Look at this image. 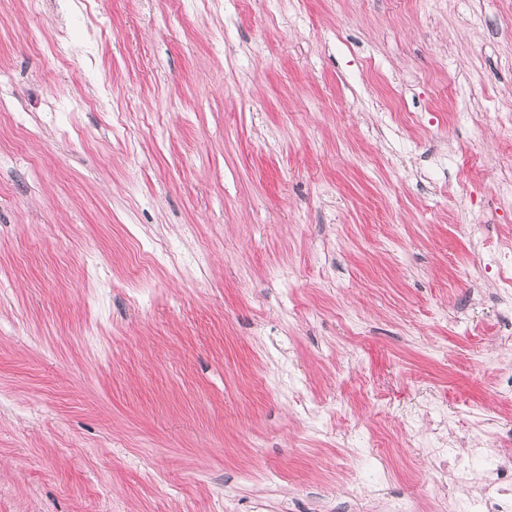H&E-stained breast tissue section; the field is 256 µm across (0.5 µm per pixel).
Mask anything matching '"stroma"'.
Listing matches in <instances>:
<instances>
[{
  "instance_id": "1",
  "label": "stroma",
  "mask_w": 512,
  "mask_h": 512,
  "mask_svg": "<svg viewBox=\"0 0 512 512\" xmlns=\"http://www.w3.org/2000/svg\"><path fill=\"white\" fill-rule=\"evenodd\" d=\"M508 182L512 0H0V512H440Z\"/></svg>"
}]
</instances>
